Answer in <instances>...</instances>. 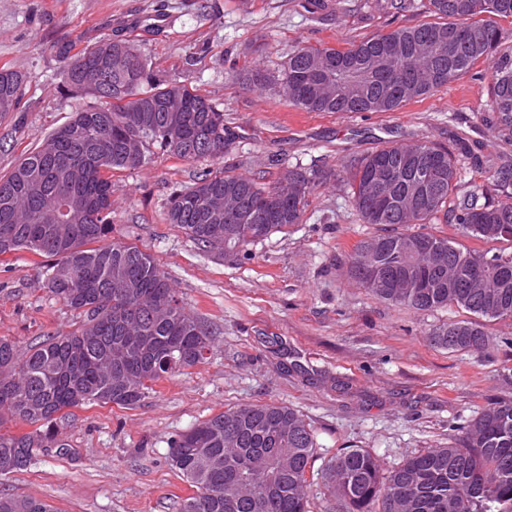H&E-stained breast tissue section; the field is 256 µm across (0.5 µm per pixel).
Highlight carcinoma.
Returning <instances> with one entry per match:
<instances>
[{
	"label": "carcinoma",
	"mask_w": 512,
	"mask_h": 512,
	"mask_svg": "<svg viewBox=\"0 0 512 512\" xmlns=\"http://www.w3.org/2000/svg\"><path fill=\"white\" fill-rule=\"evenodd\" d=\"M436 22L380 33L346 48L302 45L276 74L232 68L235 84L273 90L307 112H394L423 99L479 62L491 63V111L512 129V51L502 48L503 20L512 0H428ZM65 84L90 101L0 178V257L27 250L49 257L45 288L87 321L66 335L50 336L21 353L0 337V427L23 423L33 430L0 433V476L27 467L34 451L65 455L58 414L90 404L129 408L169 374L197 366L210 341L201 322L176 296L154 259L135 246L109 240L112 172L146 160L149 145L185 161L222 159L235 143L224 111L176 79H162L125 38L105 36L73 51L53 45ZM27 76L0 67V113L14 112ZM472 157L459 139L456 151L423 141L383 147L353 160L346 170L352 206L381 233L362 240L348 275L372 297L418 311L457 307L477 316L512 317V252L464 250L432 232H399L430 224L448 211L461 181L458 155ZM491 185L475 184L452 211L463 232L486 241H511L499 230L512 225V196L494 188L512 184V170H496ZM296 185L286 203L269 213L257 200L285 182ZM320 177L284 167L272 184L242 175L201 171L193 184L174 189L166 216L204 251L222 253L217 232L224 215L210 210L212 193L240 199V224L226 247L249 257V246L303 223L307 197ZM61 197L56 223L40 211ZM432 241L455 267H421L430 288H380L361 265L374 244L373 263L389 283L415 264L409 245ZM450 352L484 351L487 334L473 321L448 324L432 336ZM122 356L103 364L112 349ZM315 439L302 414L275 403L224 410L171 441L170 466L198 489L181 512H310L307 473ZM325 482L345 512H512V401L491 403L446 447L412 455L384 471L364 449L332 459ZM0 512H57L39 499L0 495Z\"/></svg>",
	"instance_id": "obj_1"
}]
</instances>
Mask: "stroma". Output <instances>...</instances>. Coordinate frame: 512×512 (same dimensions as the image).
Here are the masks:
<instances>
[{"instance_id":"stroma-1","label":"stroma","mask_w":512,"mask_h":512,"mask_svg":"<svg viewBox=\"0 0 512 512\" xmlns=\"http://www.w3.org/2000/svg\"><path fill=\"white\" fill-rule=\"evenodd\" d=\"M302 3L0 0V67L28 77L18 112L0 119V177L82 103L64 85L57 41L79 51L108 33L135 39L159 75L211 99L238 135L220 160L184 161L154 146L146 164L112 174L113 240L154 258L209 332L207 360L168 375L135 407L64 410L58 424L69 454L46 452L0 477V494L41 499L58 512H180L195 489L169 464L171 438L233 406L277 403L298 410L314 432L312 512H337L322 474L340 452L368 450L390 470L447 445L488 403L512 401V318L484 320L490 352L451 353L430 337L468 312L383 302L346 273L356 245L378 228L356 214L344 160L412 138L448 147L463 138L491 167L512 166V131L487 107L489 65L394 112H306L227 81L229 60L275 72L295 46L344 47L430 18L422 9L393 15L375 0L314 14ZM282 162L325 181L309 195L303 223L252 245L250 259L204 252L166 222L170 192L198 171L268 184ZM49 263L27 251L0 260V336L23 352L85 320L48 296Z\"/></svg>"}]
</instances>
